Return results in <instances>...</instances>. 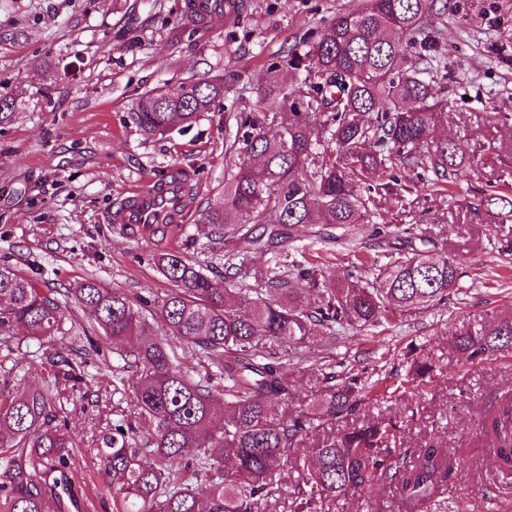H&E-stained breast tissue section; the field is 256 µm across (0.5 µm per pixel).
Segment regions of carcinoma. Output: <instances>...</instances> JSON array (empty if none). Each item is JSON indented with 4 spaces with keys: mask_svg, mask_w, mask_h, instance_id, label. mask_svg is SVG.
I'll return each instance as SVG.
<instances>
[{
    "mask_svg": "<svg viewBox=\"0 0 512 512\" xmlns=\"http://www.w3.org/2000/svg\"><path fill=\"white\" fill-rule=\"evenodd\" d=\"M437 0H362L339 12L316 37L299 41L301 51L283 63L305 72L299 96L284 91L271 65L264 98L302 111L277 134L248 118L237 124L229 145L239 155L224 179V203L204 213L216 238L242 236L270 254L266 271L243 288L235 279L245 265L235 252L223 255L224 280L180 252H163L155 265L168 283L159 301L132 300L118 288L85 279L72 288L42 289L10 264L0 263V343L11 366L13 330L24 341L53 348L52 378L21 392L0 389V512H65L78 506L70 477L75 440L67 431L70 407L83 364L112 345L139 342L120 354L123 374L113 392L132 396L137 417L148 424L138 438L130 423L114 424L95 440L103 485L114 512H267L281 493L277 473L297 471V496L289 512H325L327 503L381 482L399 486L405 499L420 501L448 479L444 449L401 446L402 420L378 416L342 428L379 397L362 372L339 375L312 369L318 389L310 402L288 405V350L315 338H335L336 328L367 331L399 313L406 315L448 298L459 278L457 261L442 252L430 257L411 249L397 265L378 266L373 279L355 278L319 287L317 271L299 268L274 241L300 224H362L371 195L362 184L373 175L379 194L413 189L395 172L422 169L432 185L460 179L467 171L464 140L436 137L448 102L435 96L430 67L408 65L411 49L426 47L428 17ZM224 95V80H199L164 94H146L132 123L147 138L175 125L189 126ZM485 226L512 215V193L486 199ZM250 224L270 229L252 235ZM301 290L314 305L298 303ZM249 306V314L240 312ZM86 310L91 322L74 318ZM164 337H152V325ZM453 348L472 364L512 348V319L477 322L455 333ZM211 361L215 373L190 374L176 350ZM409 375L429 382L439 366L407 353ZM224 381V387L217 380ZM498 464L512 467V400L487 420ZM310 449L305 459L295 455ZM208 483L206 491L197 482Z\"/></svg>",
    "mask_w": 512,
    "mask_h": 512,
    "instance_id": "obj_1",
    "label": "carcinoma"
}]
</instances>
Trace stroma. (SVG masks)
<instances>
[{
  "instance_id": "1",
  "label": "stroma",
  "mask_w": 512,
  "mask_h": 512,
  "mask_svg": "<svg viewBox=\"0 0 512 512\" xmlns=\"http://www.w3.org/2000/svg\"><path fill=\"white\" fill-rule=\"evenodd\" d=\"M185 0H0V92L14 101L0 118V262L13 264L41 288H65L94 278L125 290L132 299L160 295L167 283L153 256L174 250L210 266L218 254L244 249L236 238L211 242L204 211L219 207L226 152L236 119L248 115L277 131L288 112L262 102L266 70L300 39L322 31L337 12L361 0H241L231 23L189 27ZM453 12L432 15L436 61L434 87L448 101L439 134L464 138L470 167L449 191L431 185L418 192L375 196L369 221L339 227L301 224L291 230L293 257H304L327 277L369 275L356 254L379 263L406 252L377 234L386 222L413 238L447 249L459 279L447 303L406 315L395 324L320 341L294 357L288 375L293 400L305 399L308 375L318 366L354 367L405 382L407 344L439 361L431 383L405 397L381 402L382 413L407 417V448L438 442L452 471L426 512H512V470L501 469L480 427L481 418L512 398V352L472 365L455 352V331L473 319L512 316V219L482 233L484 194L512 185V0H453ZM220 76L224 96L192 127L145 138L129 118L147 92ZM500 119L489 124L485 103ZM181 165L195 177L193 214L178 241L142 237L106 223L114 200L129 186ZM119 357L91 360L82 386L87 400L68 416L81 448L92 447L103 428L132 417L131 396H105ZM395 485H377L326 512H402Z\"/></svg>"
}]
</instances>
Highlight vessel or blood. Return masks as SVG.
<instances>
[{"label": "vessel or blood", "mask_w": 512, "mask_h": 512, "mask_svg": "<svg viewBox=\"0 0 512 512\" xmlns=\"http://www.w3.org/2000/svg\"><path fill=\"white\" fill-rule=\"evenodd\" d=\"M240 0H186L188 18L200 25H223L233 20ZM190 175L185 168H171L166 179L140 183L125 191L107 214L111 224L150 237L156 232L175 234L178 226L188 223L192 213L189 194Z\"/></svg>", "instance_id": "vessel-or-blood-1"}]
</instances>
